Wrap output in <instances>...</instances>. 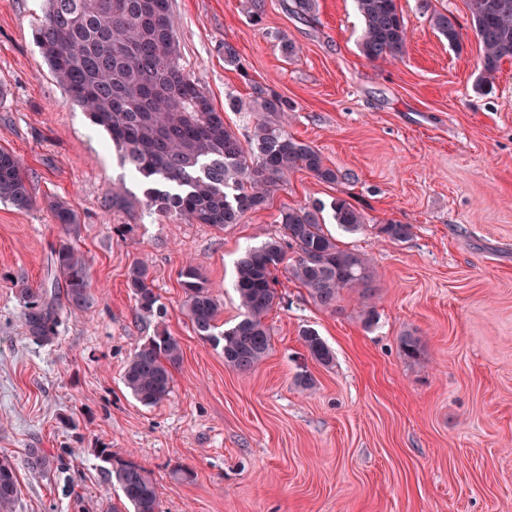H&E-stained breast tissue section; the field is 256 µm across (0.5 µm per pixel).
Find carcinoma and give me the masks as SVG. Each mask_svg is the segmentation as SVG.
Listing matches in <instances>:
<instances>
[{"mask_svg":"<svg viewBox=\"0 0 512 512\" xmlns=\"http://www.w3.org/2000/svg\"><path fill=\"white\" fill-rule=\"evenodd\" d=\"M43 20L33 40L51 72L65 87L68 99L91 121L104 128L130 171L154 184L148 205L189 223L224 228L238 224L262 208L270 195L305 169L324 183L342 174L326 165L321 153L288 133L293 104L274 90L256 85L239 111L253 114L250 130L240 136L224 123L208 95L180 63L176 22L171 0H45ZM480 45L483 86L494 83L501 64L512 59V0H466ZM363 20L360 52L370 61L402 59L408 39L396 0H355ZM285 8L299 18H312L317 0H287ZM430 23L448 41L460 46V24L446 11H433ZM19 211L36 204L21 160L0 149V201ZM333 219L353 231L365 223L363 214L338 198L331 204ZM51 212L69 239L55 250L51 289H20L25 298L24 325L34 341L49 344L56 337L55 289L64 288L67 306L83 309L89 288L86 260L73 238L80 224L63 201ZM284 237L272 238L245 250L236 262L235 290L242 319L217 334L219 307L206 280L192 264L180 271L185 306L192 328L201 339L223 343L224 362L240 371L255 368L271 346L265 319L276 304L274 271L284 265L319 306L336 308L345 291H361L370 280V261L341 248L324 230L322 208L290 207L280 213ZM378 233L394 243L406 241L411 225L389 221ZM295 257L287 258V249ZM127 286L143 317L166 315L147 268L135 262L127 271ZM303 346L317 362L329 365L333 353L317 332L302 331ZM182 358L178 338L162 329L132 353L124 384L145 406L166 400L172 370ZM107 473L120 488L133 512H158L159 494L150 473L141 465L99 452ZM24 465L41 475L49 459L30 448ZM20 489L16 463L0 458V512H14Z\"/></svg>","mask_w":512,"mask_h":512,"instance_id":"obj_1","label":"carcinoma"}]
</instances>
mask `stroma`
<instances>
[{
    "instance_id": "stroma-1",
    "label": "stroma",
    "mask_w": 512,
    "mask_h": 512,
    "mask_svg": "<svg viewBox=\"0 0 512 512\" xmlns=\"http://www.w3.org/2000/svg\"><path fill=\"white\" fill-rule=\"evenodd\" d=\"M171 2L181 62L225 124L245 134L252 116L232 102L268 86L295 106L289 133L342 177L297 171L221 229L155 214L34 44L45 0H0V148L23 160L36 197L26 212L0 201V456L19 464L14 512H123L103 447L150 472L159 512H512V60L479 88L465 0H397L408 40L395 62L361 54L354 0H318L307 21L265 0L258 22L251 0ZM434 9L457 17L461 48L432 28ZM228 43L239 66L224 62ZM337 198L366 218L328 230L369 257L373 320L354 294L334 311L316 305L281 269L269 353L253 371L228 367L186 315L182 266L199 269L218 326L230 327L239 255L282 235L283 209ZM56 200L80 219L90 303L62 309L55 341L39 345L19 289L48 281L65 237ZM389 220L411 225L409 239L378 236ZM136 261L164 324L136 308L126 280ZM161 326L183 355L168 399L146 406L122 376ZM306 328L330 346L331 365L308 355ZM407 336L416 356L403 351ZM30 448L50 456L44 475L23 467ZM180 466L191 481L173 479Z\"/></svg>"
}]
</instances>
